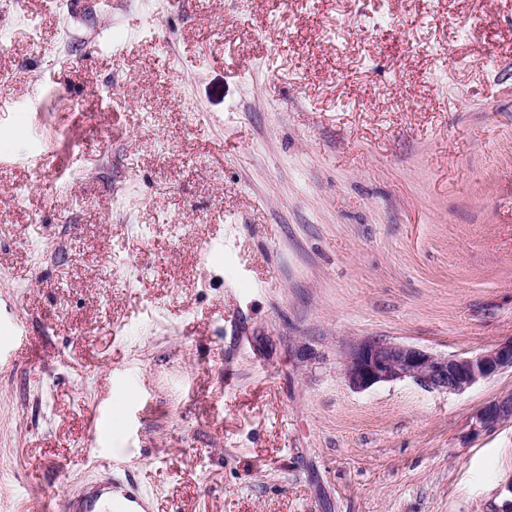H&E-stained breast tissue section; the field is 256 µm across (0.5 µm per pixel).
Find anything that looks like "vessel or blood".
Wrapping results in <instances>:
<instances>
[{
    "label": "vessel or blood",
    "mask_w": 512,
    "mask_h": 512,
    "mask_svg": "<svg viewBox=\"0 0 512 512\" xmlns=\"http://www.w3.org/2000/svg\"><path fill=\"white\" fill-rule=\"evenodd\" d=\"M61 512H152L138 486L105 477L87 483L80 493L60 501Z\"/></svg>",
    "instance_id": "1"
}]
</instances>
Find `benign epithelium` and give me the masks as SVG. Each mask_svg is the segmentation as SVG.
Wrapping results in <instances>:
<instances>
[{"label":"benign epithelium","mask_w":512,"mask_h":512,"mask_svg":"<svg viewBox=\"0 0 512 512\" xmlns=\"http://www.w3.org/2000/svg\"><path fill=\"white\" fill-rule=\"evenodd\" d=\"M512 369V338L467 356L442 355L412 345L363 337L345 352L342 374L350 388L411 379L432 390L463 393L480 381ZM512 418V395L488 402L473 430L491 429Z\"/></svg>","instance_id":"benign-epithelium-1"}]
</instances>
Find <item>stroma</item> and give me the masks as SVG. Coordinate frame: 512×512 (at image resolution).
Listing matches in <instances>:
<instances>
[{
    "mask_svg": "<svg viewBox=\"0 0 512 512\" xmlns=\"http://www.w3.org/2000/svg\"><path fill=\"white\" fill-rule=\"evenodd\" d=\"M0 0V512H512V0ZM508 369H512V338L489 350L462 356L363 337L345 352L342 374L356 391L411 379L428 389L458 394ZM512 418V395L488 402L475 415L474 431L488 430ZM62 512H151L149 499L133 482H113L112 477L87 483L77 496L59 500Z\"/></svg>",
    "mask_w": 512,
    "mask_h": 512,
    "instance_id": "stroma-1",
    "label": "stroma"
}]
</instances>
